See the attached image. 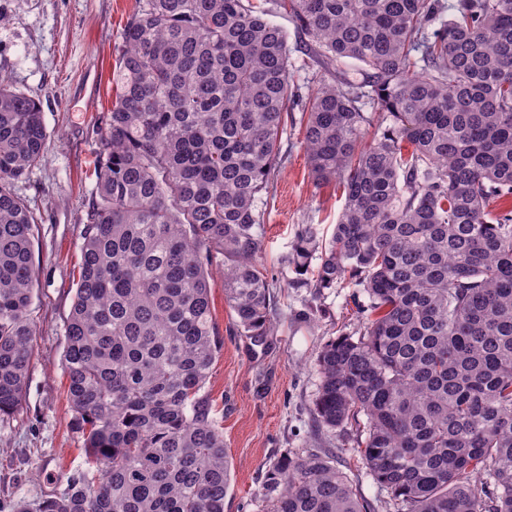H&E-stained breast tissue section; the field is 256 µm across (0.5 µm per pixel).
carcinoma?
Listing matches in <instances>:
<instances>
[{
  "instance_id": "1",
  "label": "carcinoma",
  "mask_w": 512,
  "mask_h": 512,
  "mask_svg": "<svg viewBox=\"0 0 512 512\" xmlns=\"http://www.w3.org/2000/svg\"><path fill=\"white\" fill-rule=\"evenodd\" d=\"M272 9L304 35L306 87ZM122 39L62 356L88 468L38 512H224L209 267L266 347L264 214L296 119L345 200L330 238L298 225L287 263L368 299L358 336L319 352L317 425L353 433L395 512H512V0H140ZM46 138L0 77L1 423L35 336L38 218L14 185ZM263 489L269 512H371L329 449Z\"/></svg>"
}]
</instances>
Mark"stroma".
I'll list each match as a JSON object with an SVG mask.
<instances>
[{"instance_id": "obj_1", "label": "stroma", "mask_w": 512, "mask_h": 512, "mask_svg": "<svg viewBox=\"0 0 512 512\" xmlns=\"http://www.w3.org/2000/svg\"><path fill=\"white\" fill-rule=\"evenodd\" d=\"M138 0H0V75L40 103L47 132L44 159L15 185L38 218L31 319L33 357L23 407L0 426V512L36 506L84 469L83 440L73 428L62 366L64 332L75 297L80 233L95 194L98 138L112 107V73L123 51L120 32ZM264 217L262 264L276 292L267 350L237 332L214 267L213 321L223 339L205 391L213 401L231 462L224 512H266V470L281 457L332 449L375 512L389 499L360 464L352 435L317 429L316 359L325 343L355 333L366 298L355 288L315 291L294 285L284 257L299 225L331 234L342 206L338 183L314 181L300 124Z\"/></svg>"}]
</instances>
